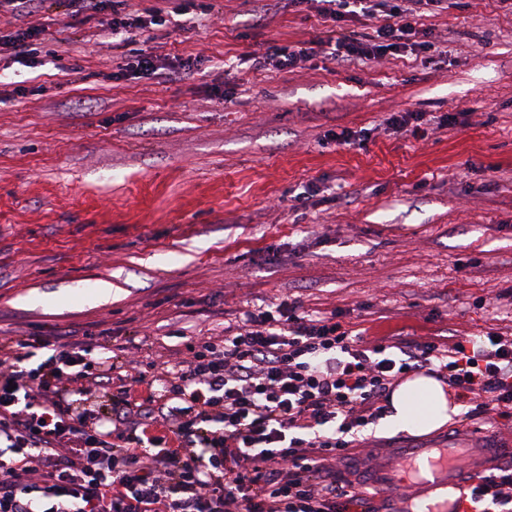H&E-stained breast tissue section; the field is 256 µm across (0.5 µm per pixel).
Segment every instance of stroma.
I'll list each match as a JSON object with an SVG mask.
<instances>
[{
  "instance_id": "1",
  "label": "stroma",
  "mask_w": 512,
  "mask_h": 512,
  "mask_svg": "<svg viewBox=\"0 0 512 512\" xmlns=\"http://www.w3.org/2000/svg\"><path fill=\"white\" fill-rule=\"evenodd\" d=\"M31 24L47 52H0V340L146 365L286 298L370 340L512 333V0L428 7L435 53L270 71L248 55L329 30L310 0H192L148 32L198 63L167 82L115 78L127 47L67 0L0 35ZM399 110L456 122L406 137Z\"/></svg>"
}]
</instances>
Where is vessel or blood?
I'll use <instances>...</instances> for the list:
<instances>
[{
    "label": "vessel or blood",
    "mask_w": 512,
    "mask_h": 512,
    "mask_svg": "<svg viewBox=\"0 0 512 512\" xmlns=\"http://www.w3.org/2000/svg\"><path fill=\"white\" fill-rule=\"evenodd\" d=\"M502 452L500 444L483 440L465 445L446 442L435 448L408 443L391 449L388 459L375 467L371 486L384 497L397 487H411L425 496L437 488L459 484L461 475L489 466Z\"/></svg>",
    "instance_id": "vessel-or-blood-1"
}]
</instances>
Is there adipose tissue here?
I'll return each instance as SVG.
<instances>
[{
  "label": "adipose tissue",
  "instance_id": "adipose-tissue-1",
  "mask_svg": "<svg viewBox=\"0 0 512 512\" xmlns=\"http://www.w3.org/2000/svg\"><path fill=\"white\" fill-rule=\"evenodd\" d=\"M389 406L386 429L412 435L443 427L459 410L446 386L428 375L403 380L392 390Z\"/></svg>",
  "mask_w": 512,
  "mask_h": 512
}]
</instances>
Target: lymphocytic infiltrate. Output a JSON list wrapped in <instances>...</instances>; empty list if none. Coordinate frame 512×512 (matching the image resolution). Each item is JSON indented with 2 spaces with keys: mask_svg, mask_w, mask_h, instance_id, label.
<instances>
[{
  "mask_svg": "<svg viewBox=\"0 0 512 512\" xmlns=\"http://www.w3.org/2000/svg\"><path fill=\"white\" fill-rule=\"evenodd\" d=\"M327 2L322 14L336 29L310 47L273 48L255 69L300 68L320 53L344 68L434 47L411 22L424 0H399L366 33L339 26L363 0ZM163 14L154 6L106 19V33L134 46L120 74H192L191 62L136 45ZM48 346L21 337L0 359V512H349L368 495L337 462L354 458L398 375L430 366L470 416L512 419V336L493 329L466 341H370L284 300L245 311L230 334L200 340L151 380L131 358L95 366L79 341L31 365ZM114 386L105 417L62 396ZM467 512H512L511 465L479 477Z\"/></svg>",
  "mask_w": 512,
  "mask_h": 512,
  "instance_id": "1",
  "label": "lymphocytic infiltrate"
}]
</instances>
